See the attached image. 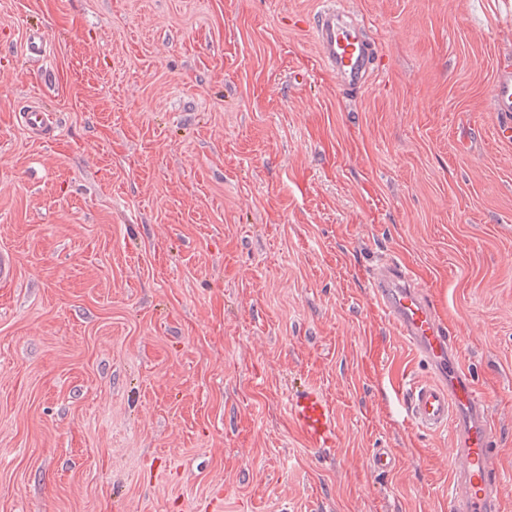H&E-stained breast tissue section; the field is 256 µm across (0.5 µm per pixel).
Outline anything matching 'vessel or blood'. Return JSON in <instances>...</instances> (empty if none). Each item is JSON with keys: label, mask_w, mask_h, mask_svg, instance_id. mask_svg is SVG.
Wrapping results in <instances>:
<instances>
[{"label": "vessel or blood", "mask_w": 512, "mask_h": 512, "mask_svg": "<svg viewBox=\"0 0 512 512\" xmlns=\"http://www.w3.org/2000/svg\"><path fill=\"white\" fill-rule=\"evenodd\" d=\"M312 36L322 61L335 72L342 88L358 91L369 84L377 46L365 39L364 28L351 11L338 8L336 0H320ZM493 105L502 116L499 138L512 140V74L497 78ZM20 120L39 138H53L54 121L40 108L26 107ZM370 288L385 318L430 370L428 379L403 390L402 409L409 425L433 433L448 431L453 436L448 453L449 512H504L500 482L493 468L496 430L488 401L457 357L447 323L434 300L416 286L407 267L397 262L379 265L371 276ZM286 409L310 447H335V410L317 388L305 386L292 392Z\"/></svg>", "instance_id": "1"}]
</instances>
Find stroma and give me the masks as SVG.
Segmentation results:
<instances>
[{
    "label": "stroma",
    "mask_w": 512,
    "mask_h": 512,
    "mask_svg": "<svg viewBox=\"0 0 512 512\" xmlns=\"http://www.w3.org/2000/svg\"><path fill=\"white\" fill-rule=\"evenodd\" d=\"M341 2L377 43L357 94L318 0H0V512H448L452 435L404 422L428 374L369 292L390 259L460 341L512 505V0ZM300 385L335 447L291 423ZM493 105L495 112L502 115V120L498 125V136L500 139L512 140V120L508 115H512V74L503 73L496 80L493 90ZM20 120L27 131L35 134L40 139L48 140L54 137L55 124L53 118L40 108L26 106L20 112ZM292 424L311 448L336 446L338 430L335 410L329 400L313 386H303L292 392L286 401Z\"/></svg>",
    "instance_id": "stroma-1"
}]
</instances>
